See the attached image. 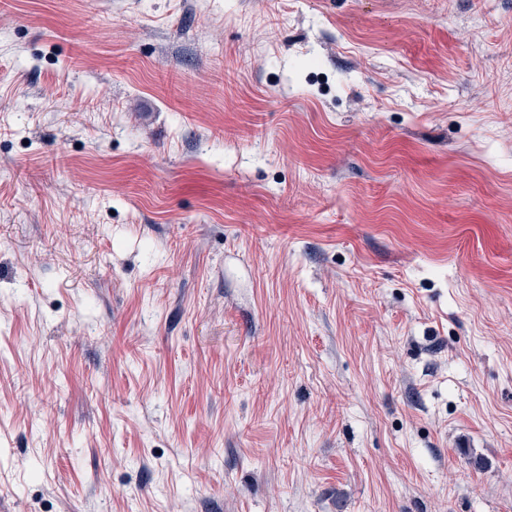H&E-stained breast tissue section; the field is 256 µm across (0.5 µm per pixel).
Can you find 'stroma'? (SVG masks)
Listing matches in <instances>:
<instances>
[{"mask_svg":"<svg viewBox=\"0 0 512 512\" xmlns=\"http://www.w3.org/2000/svg\"><path fill=\"white\" fill-rule=\"evenodd\" d=\"M0 512H512V0H0Z\"/></svg>","mask_w":512,"mask_h":512,"instance_id":"obj_1","label":"stroma"}]
</instances>
